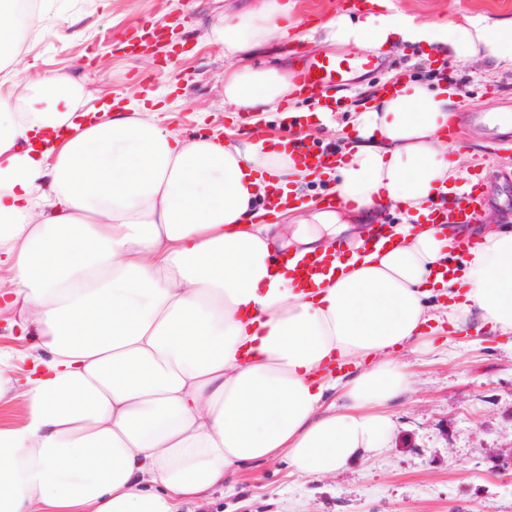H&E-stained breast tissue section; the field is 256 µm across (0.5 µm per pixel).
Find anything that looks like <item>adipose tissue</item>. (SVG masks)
<instances>
[{
    "label": "adipose tissue",
    "instance_id": "1",
    "mask_svg": "<svg viewBox=\"0 0 512 512\" xmlns=\"http://www.w3.org/2000/svg\"><path fill=\"white\" fill-rule=\"evenodd\" d=\"M289 0H250L210 27L223 46L224 105L261 120L293 95L288 73L247 58L288 32ZM326 41L377 51L424 43L512 67V20L427 24L376 11L322 25ZM0 92V289L9 328L30 336V370L0 349V512H180L232 484L247 461L287 459L300 477L381 453L390 408L411 390L400 350H427L430 298L448 329L512 333V226L483 229L448 280L436 264L469 228L423 215L466 178L445 137L447 86L399 79L359 112L340 165L314 171L274 139L183 136L144 104L58 93L14 70ZM412 223L393 247L329 210L311 224H264L268 191L308 180ZM344 249L314 291L277 270L280 255Z\"/></svg>",
    "mask_w": 512,
    "mask_h": 512
}]
</instances>
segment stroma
I'll list each match as a JSON object with an SVG mask.
<instances>
[{
	"instance_id": "obj_1",
	"label": "stroma",
	"mask_w": 512,
	"mask_h": 512,
	"mask_svg": "<svg viewBox=\"0 0 512 512\" xmlns=\"http://www.w3.org/2000/svg\"><path fill=\"white\" fill-rule=\"evenodd\" d=\"M58 25L47 18L38 33L20 30L18 47L0 59V79L18 62L32 63L31 79L49 72L85 84L92 96L153 99L160 128L186 135L249 129L251 115L224 107L228 66L221 47L209 44L206 25L240 0H49ZM418 21L444 23L466 16L512 19V0H390ZM168 23V45L151 59L120 48L118 33L140 20ZM360 52L323 42L277 40L250 57L254 66L293 70L302 56ZM387 68L358 79L342 95L337 127H351L365 94L390 75L426 80L430 70L448 74L460 104L495 112L512 99V69L487 60L435 58L419 44L382 51ZM469 172L484 176L488 198L482 217L512 225V147L492 149L481 129L459 128ZM425 354L403 351L414 374L410 393L392 409L393 440L375 458L348 464L326 478L291 475L287 460L243 464L234 489L183 507L182 512H512V333L432 334Z\"/></svg>"
}]
</instances>
